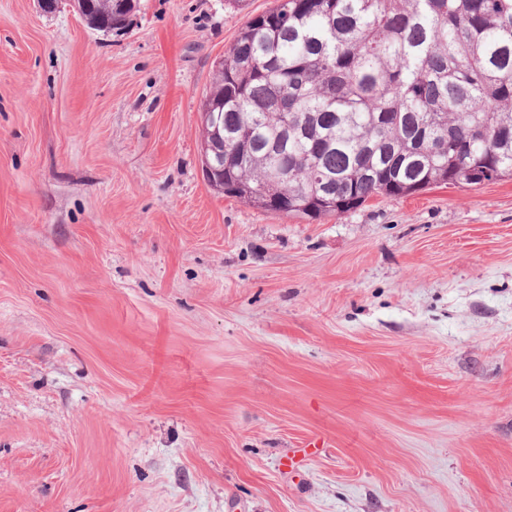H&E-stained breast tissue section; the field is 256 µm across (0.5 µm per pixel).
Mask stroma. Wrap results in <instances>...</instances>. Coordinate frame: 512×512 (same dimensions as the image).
<instances>
[{
	"mask_svg": "<svg viewBox=\"0 0 512 512\" xmlns=\"http://www.w3.org/2000/svg\"><path fill=\"white\" fill-rule=\"evenodd\" d=\"M271 5L0 0V512H512V178L214 190L201 103ZM137 8L135 0H97L82 17L95 31L103 32L101 28L109 26L112 32H123Z\"/></svg>",
	"mask_w": 512,
	"mask_h": 512,
	"instance_id": "stroma-1",
	"label": "stroma"
}]
</instances>
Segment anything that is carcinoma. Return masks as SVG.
I'll list each match as a JSON object with an SVG mask.
<instances>
[{"mask_svg": "<svg viewBox=\"0 0 512 512\" xmlns=\"http://www.w3.org/2000/svg\"><path fill=\"white\" fill-rule=\"evenodd\" d=\"M137 0H97L123 32ZM224 195L339 216L378 197L512 178V0H274L218 62ZM305 124L285 129L283 113Z\"/></svg>", "mask_w": 512, "mask_h": 512, "instance_id": "1", "label": "carcinoma"}]
</instances>
